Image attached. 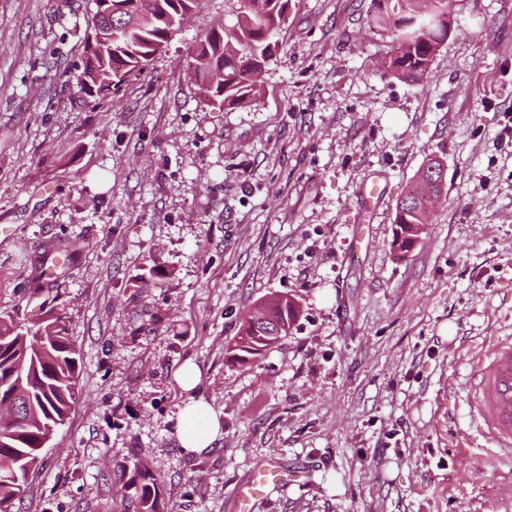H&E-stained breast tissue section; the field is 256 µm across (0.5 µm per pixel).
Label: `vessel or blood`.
<instances>
[{"label": "vessel or blood", "instance_id": "1", "mask_svg": "<svg viewBox=\"0 0 512 512\" xmlns=\"http://www.w3.org/2000/svg\"><path fill=\"white\" fill-rule=\"evenodd\" d=\"M469 415L477 433L512 454V336H501L482 350L474 365Z\"/></svg>", "mask_w": 512, "mask_h": 512}]
</instances>
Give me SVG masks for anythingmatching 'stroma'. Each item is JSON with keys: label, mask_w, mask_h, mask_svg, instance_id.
Returning <instances> with one entry per match:
<instances>
[{"label": "stroma", "mask_w": 512, "mask_h": 512, "mask_svg": "<svg viewBox=\"0 0 512 512\" xmlns=\"http://www.w3.org/2000/svg\"><path fill=\"white\" fill-rule=\"evenodd\" d=\"M238 8L198 0L101 99L77 83L93 0H0V315L62 316L80 363L14 512H120L134 459L161 512H239L269 462L305 476L251 512H512V460L466 405L479 351L512 334V0H455L417 82L383 75L396 45L371 0H295L261 95L224 109L185 62ZM431 155L443 195L401 255L396 204ZM58 241L71 261L41 269ZM274 295L300 309L291 332L236 362ZM190 396L222 414L199 455L173 434ZM263 332L264 330L253 322L251 316H245L230 350L233 353L232 358L240 362H247L267 351Z\"/></svg>", "instance_id": "obj_1"}]
</instances>
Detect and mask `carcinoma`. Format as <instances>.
<instances>
[{
    "mask_svg": "<svg viewBox=\"0 0 512 512\" xmlns=\"http://www.w3.org/2000/svg\"><path fill=\"white\" fill-rule=\"evenodd\" d=\"M198 0H94L88 19L96 40L84 47L81 90L105 95L142 72L159 47L167 43L196 8ZM236 31L212 28L196 44L187 69L194 82L207 84L210 102L234 108L255 100L262 91L257 72L279 48L292 0H240ZM370 27L398 42L386 60L384 74L410 82L428 77L439 48L448 37V0H373ZM416 176L397 205L395 224L402 235L393 247L402 251L414 224L428 223ZM268 323L290 329L298 310L287 299L267 309ZM266 351L263 329L245 316L231 347L232 358L247 362ZM49 360L44 365L39 356ZM78 361L66 323L48 312L34 331L0 316V397L16 394L24 404L20 421L0 413V512H13L38 457L39 437L47 424L64 421L77 400ZM127 480L117 489L123 512H160L158 479L141 463L123 471Z\"/></svg>",
    "mask_w": 512,
    "mask_h": 512,
    "instance_id": "1",
    "label": "carcinoma"
}]
</instances>
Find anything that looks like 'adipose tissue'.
Wrapping results in <instances>:
<instances>
[{
	"label": "adipose tissue",
	"mask_w": 512,
	"mask_h": 512,
	"mask_svg": "<svg viewBox=\"0 0 512 512\" xmlns=\"http://www.w3.org/2000/svg\"><path fill=\"white\" fill-rule=\"evenodd\" d=\"M200 380L198 367L184 362L176 374L180 389L187 392L188 400L180 410L175 423V437L184 453L201 454L222 434L220 414L203 400L191 398L190 393Z\"/></svg>",
	"instance_id": "1"
}]
</instances>
